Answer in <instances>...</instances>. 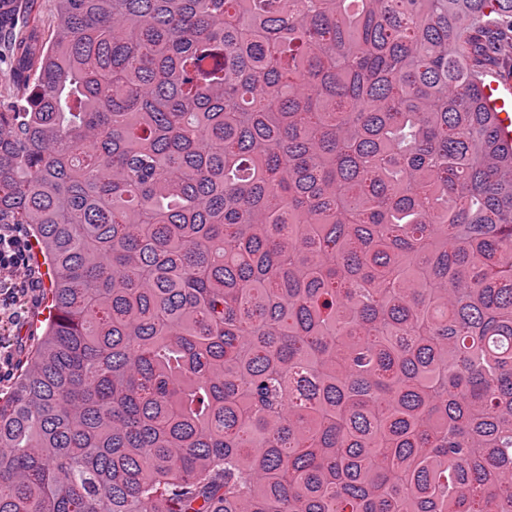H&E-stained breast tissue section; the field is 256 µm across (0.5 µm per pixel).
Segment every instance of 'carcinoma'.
Wrapping results in <instances>:
<instances>
[{
    "label": "carcinoma",
    "instance_id": "cac0c4a2",
    "mask_svg": "<svg viewBox=\"0 0 512 512\" xmlns=\"http://www.w3.org/2000/svg\"><path fill=\"white\" fill-rule=\"evenodd\" d=\"M56 4L0 0V512H512V0ZM29 243V251L27 248ZM32 239L27 234L25 238L20 224H0V320L5 318L14 323H0V383L5 381L12 372L14 359V376L10 383L0 385L1 396L11 387L17 375L20 361L25 358L44 331V319L48 316L45 287H48V277L43 264V256L32 246ZM27 251L29 264L27 259ZM35 273L38 283L31 271ZM37 283V288L36 287ZM35 291L33 292V290ZM28 303L25 313V305Z\"/></svg>",
    "mask_w": 512,
    "mask_h": 512
}]
</instances>
